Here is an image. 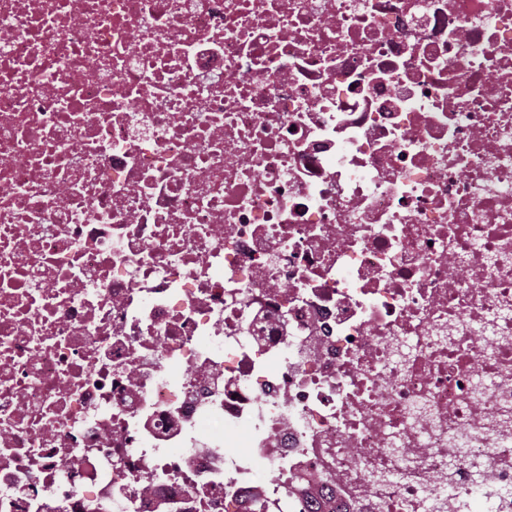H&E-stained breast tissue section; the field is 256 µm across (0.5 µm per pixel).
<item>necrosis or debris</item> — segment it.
Here are the masks:
<instances>
[{
    "label": "necrosis or debris",
    "mask_w": 512,
    "mask_h": 512,
    "mask_svg": "<svg viewBox=\"0 0 512 512\" xmlns=\"http://www.w3.org/2000/svg\"><path fill=\"white\" fill-rule=\"evenodd\" d=\"M477 470L512 512V0H0V512Z\"/></svg>",
    "instance_id": "necrosis-or-debris-1"
}]
</instances>
